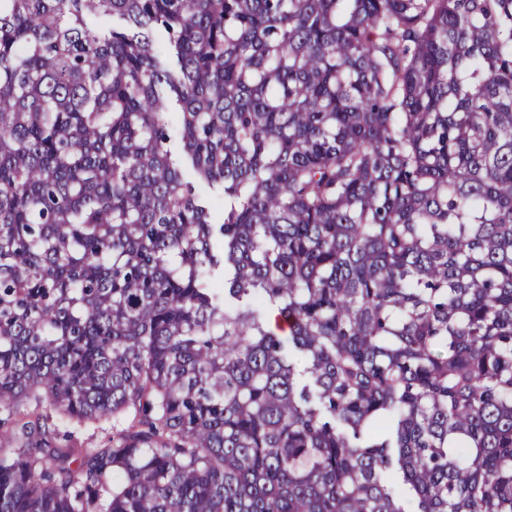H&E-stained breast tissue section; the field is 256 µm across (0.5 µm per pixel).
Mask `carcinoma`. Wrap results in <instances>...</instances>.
<instances>
[{
	"label": "carcinoma",
	"mask_w": 512,
	"mask_h": 512,
	"mask_svg": "<svg viewBox=\"0 0 512 512\" xmlns=\"http://www.w3.org/2000/svg\"><path fill=\"white\" fill-rule=\"evenodd\" d=\"M0 512H512V0H0ZM74 428L77 431L73 434L71 445L76 444L78 448L96 446L101 440L112 435L111 423L87 424Z\"/></svg>",
	"instance_id": "cac0c4a2"
}]
</instances>
